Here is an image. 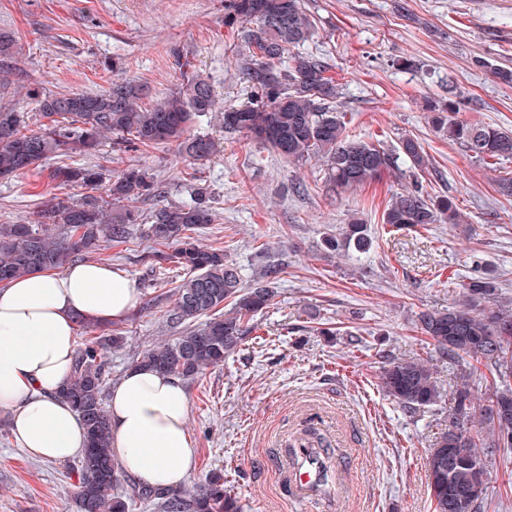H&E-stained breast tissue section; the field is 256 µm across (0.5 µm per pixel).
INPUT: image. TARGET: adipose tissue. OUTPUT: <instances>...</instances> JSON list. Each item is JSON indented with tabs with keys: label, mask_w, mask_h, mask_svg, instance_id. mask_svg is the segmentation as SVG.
<instances>
[{
	"label": "adipose tissue",
	"mask_w": 512,
	"mask_h": 512,
	"mask_svg": "<svg viewBox=\"0 0 512 512\" xmlns=\"http://www.w3.org/2000/svg\"><path fill=\"white\" fill-rule=\"evenodd\" d=\"M139 298L129 274L99 263L36 272L0 289V408L10 410L13 436L30 456L62 463L83 451L82 419L59 395L73 363L75 320H121ZM187 413L180 380L128 370L108 401L112 449L125 472L186 489L196 460Z\"/></svg>",
	"instance_id": "ef3b65f1"
}]
</instances>
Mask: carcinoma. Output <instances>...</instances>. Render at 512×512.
Listing matches in <instances>:
<instances>
[{
  "label": "carcinoma",
  "instance_id": "1",
  "mask_svg": "<svg viewBox=\"0 0 512 512\" xmlns=\"http://www.w3.org/2000/svg\"><path fill=\"white\" fill-rule=\"evenodd\" d=\"M224 19L242 25L244 51L236 53L237 66L251 91L247 103L224 110L226 131L244 133L288 161L318 159L325 166L326 183L338 192L375 181L400 161L421 172L428 169L429 156L412 137L401 138L397 151L389 152L378 142L349 134L331 65L316 52L301 51L314 28L302 0H225ZM26 97L43 122L29 130L24 113L0 105V179L36 169L51 157L92 155L111 136L120 149L165 143L195 161L206 160L215 151L211 138L191 133L196 119L215 106L209 82L198 76L156 100L147 85L132 79L114 80L100 93H46L33 88ZM429 111L437 131L469 157L485 164L512 159L511 131L458 119L452 100L434 102ZM50 178L66 186H93L106 180V197L51 199L37 212L34 225L0 224L1 288L38 270L58 269L105 243L123 241L139 216L119 203L156 191L152 174L138 166L107 179L100 165L64 164L52 170ZM214 221L212 208L200 196L151 212L146 236L176 245L171 255L155 254V261L174 259L189 273L176 288L166 317L171 326L185 329L141 353L135 365L193 381L236 351L254 318L273 301L281 264H266L245 282L241 268L228 262L223 250L203 248L193 236ZM440 222L463 220L452 199H434L419 186L393 195L382 214V223L399 230ZM371 245L368 225L357 217L339 236L325 239L330 252L352 248L366 253ZM464 287L468 296L463 302L419 316L422 333L464 367L466 378L489 385L487 403L480 406L467 388L458 389L448 413V430L428 454L434 512H479L487 494V486L477 483L474 475L475 465L483 462L479 449L512 448V308L497 300L491 277H472ZM201 317L206 321L199 324ZM123 341L122 336L104 333L93 337L75 353L60 389L61 397L81 416L87 436L85 451L75 464L77 512H128L138 500L152 503L156 512H241L219 474L184 494L148 484L131 487L126 497L118 493L125 474L114 457L104 406L110 371L103 351L118 348ZM380 379L384 391L411 414L441 399L432 372L418 361L389 360Z\"/></svg>",
  "mask_w": 512,
  "mask_h": 512
}]
</instances>
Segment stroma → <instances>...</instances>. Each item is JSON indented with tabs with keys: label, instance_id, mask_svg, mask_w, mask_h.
Wrapping results in <instances>:
<instances>
[{
	"label": "stroma",
	"instance_id": "35a3bbf8",
	"mask_svg": "<svg viewBox=\"0 0 512 512\" xmlns=\"http://www.w3.org/2000/svg\"><path fill=\"white\" fill-rule=\"evenodd\" d=\"M305 7L315 23L309 46L327 58L353 134L390 151L413 136L430 157L428 171L387 174L336 194L321 162L285 161L246 135L225 132L212 114L193 128L220 144L208 160L183 159L168 144L119 151L107 142L70 162L110 173L147 168L159 194L133 202L144 216L202 189L216 213L197 234L203 246L223 249L248 278L263 259L283 267L273 305L254 320V337L265 347L244 340L223 365L184 386L197 452L193 481L221 472L242 512H434L427 455L457 390L468 387L478 403L489 390L464 382L422 335L418 317L460 300L462 283L479 266L496 272L503 300L512 303V195L497 185L500 174L512 173V160L495 169L470 159L435 132L427 106L452 97L460 118L512 130V84L493 74L512 69V0H305ZM0 32L17 42L0 105L24 112L33 130L39 116L27 88L99 92L110 87L116 60L124 77L146 83L156 99L192 74L208 78L220 107L250 96L235 66L240 28L225 22L224 0H0ZM404 58L414 69L398 67ZM59 164L50 158L0 181V224L33 223L53 197L88 196L86 188L51 181ZM416 182L430 196L452 197L463 224H382L393 194ZM355 214L373 238L363 265L322 245ZM158 249L137 224L123 243L87 257L128 272L140 289L129 315L103 327L125 338L106 355L111 383L142 350L174 336L165 312L187 272L155 265ZM355 334L363 344L352 342ZM389 359L426 364L440 401L414 415L403 411L380 386ZM10 420L0 409V512H77L71 462L30 457ZM302 445L327 449L341 480L337 495L314 503L290 497L283 455ZM485 464L482 512H512V452L490 453Z\"/></svg>",
	"mask_w": 512,
	"mask_h": 512
}]
</instances>
